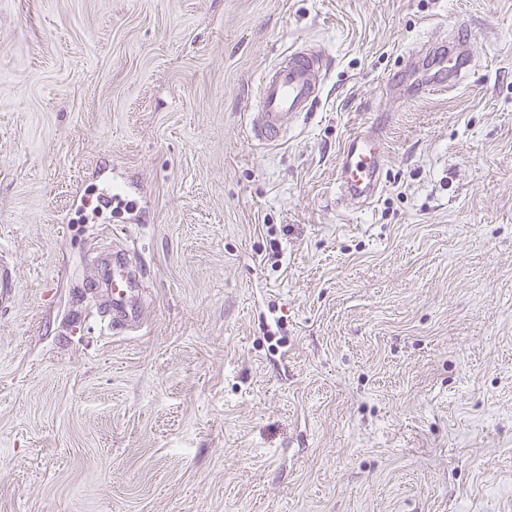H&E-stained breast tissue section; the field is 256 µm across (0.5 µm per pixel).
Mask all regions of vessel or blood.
<instances>
[{
	"label": "vessel or blood",
	"instance_id": "obj_1",
	"mask_svg": "<svg viewBox=\"0 0 512 512\" xmlns=\"http://www.w3.org/2000/svg\"><path fill=\"white\" fill-rule=\"evenodd\" d=\"M470 40L454 34L452 40L435 38L422 48L409 52L400 76L389 79L388 89L403 87L405 78L415 77L420 90L432 91L461 83L471 66ZM328 70L325 55L313 47H299L281 57L262 75L258 106L248 124L250 138L260 145H271L286 136L292 122L307 112L322 93ZM388 163L380 128L352 130L339 151L336 169V200L340 203H372L382 187L383 170ZM136 269L116 264L108 281V306L117 328L133 326L128 311V283Z\"/></svg>",
	"mask_w": 512,
	"mask_h": 512
}]
</instances>
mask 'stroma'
Here are the masks:
<instances>
[{
	"label": "stroma",
	"mask_w": 512,
	"mask_h": 512,
	"mask_svg": "<svg viewBox=\"0 0 512 512\" xmlns=\"http://www.w3.org/2000/svg\"><path fill=\"white\" fill-rule=\"evenodd\" d=\"M459 29L456 89L387 93ZM305 41L321 98L254 145ZM0 257V512H512V0H0ZM326 56L313 47L288 51L260 79L258 106L248 124L249 137L260 145L279 142L288 126L309 112L322 93ZM388 163L384 137L379 127L352 130L339 151L336 169L337 203H372L382 187ZM139 274L135 268H128L119 263L113 266L112 276L108 280L109 301L108 306L112 312L114 328H128L138 321V316L128 312V283L132 277Z\"/></svg>",
	"instance_id": "35a3bbf8"
}]
</instances>
